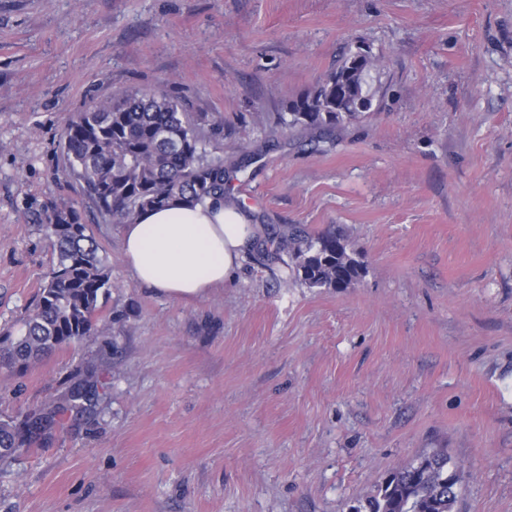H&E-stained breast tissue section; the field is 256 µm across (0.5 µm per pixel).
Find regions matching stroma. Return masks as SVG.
Listing matches in <instances>:
<instances>
[{
    "label": "stroma",
    "mask_w": 512,
    "mask_h": 512,
    "mask_svg": "<svg viewBox=\"0 0 512 512\" xmlns=\"http://www.w3.org/2000/svg\"><path fill=\"white\" fill-rule=\"evenodd\" d=\"M360 47L370 111L276 124ZM152 89L223 126L212 156L256 155L229 181L254 223L341 232L361 277L286 284L257 253L204 298L136 283L61 143ZM64 204L112 286L96 335L0 365V421L56 413L0 461V512H350L438 448L457 512H512V0H0V333L38 301Z\"/></svg>",
    "instance_id": "stroma-1"
}]
</instances>
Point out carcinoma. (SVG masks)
<instances>
[{
	"instance_id": "obj_1",
	"label": "carcinoma",
	"mask_w": 512,
	"mask_h": 512,
	"mask_svg": "<svg viewBox=\"0 0 512 512\" xmlns=\"http://www.w3.org/2000/svg\"><path fill=\"white\" fill-rule=\"evenodd\" d=\"M372 67V56L348 53L279 120L290 128L322 132L369 111L365 77ZM209 144L202 122L181 101L162 91L136 90L77 113L67 124L62 157L102 214L115 224H130L141 212L173 202H224V159L212 157ZM45 230L56 252L48 280L20 334L8 332L0 339L20 367L94 335L99 297L111 287L99 245L73 207L54 209ZM267 257L283 264V279L308 288H346L362 273L341 235L310 236L298 226L288 229ZM40 430L35 420L23 428L0 421V460L28 447ZM456 473L462 469L445 451L421 455L389 472L375 494L352 512H456L461 489L448 490V478Z\"/></svg>"
}]
</instances>
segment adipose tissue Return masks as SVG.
<instances>
[{"label": "adipose tissue", "instance_id": "obj_1", "mask_svg": "<svg viewBox=\"0 0 512 512\" xmlns=\"http://www.w3.org/2000/svg\"><path fill=\"white\" fill-rule=\"evenodd\" d=\"M262 231L225 204L177 203L124 225L121 248L137 283L168 298L197 299L233 281Z\"/></svg>", "mask_w": 512, "mask_h": 512}]
</instances>
